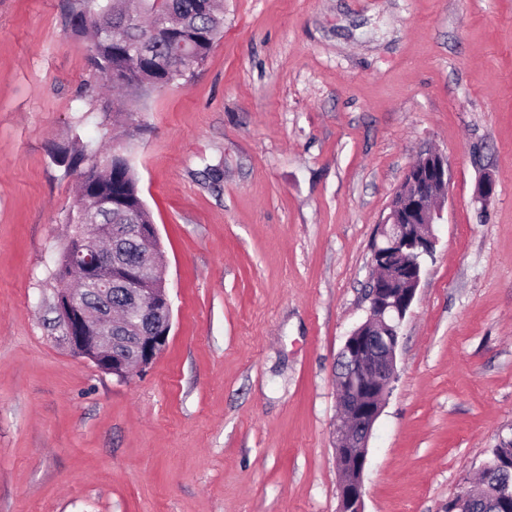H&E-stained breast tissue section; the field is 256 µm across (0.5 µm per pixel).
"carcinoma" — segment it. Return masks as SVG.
I'll use <instances>...</instances> for the list:
<instances>
[{
	"label": "carcinoma",
	"instance_id": "carcinoma-1",
	"mask_svg": "<svg viewBox=\"0 0 512 512\" xmlns=\"http://www.w3.org/2000/svg\"><path fill=\"white\" fill-rule=\"evenodd\" d=\"M135 0H81L73 13L76 28L93 30L92 63L112 85L139 96L185 79L178 61L202 64L219 33L221 21L213 0L208 9L199 0H143L154 19L171 17V29H153L128 13ZM110 171L81 174V191L112 199V209L81 213L72 210L68 224L77 240L92 224L112 225L122 238L129 224H150L152 217L140 196L138 181L123 157H108ZM489 506L480 512H512V442L504 440L492 450Z\"/></svg>",
	"mask_w": 512,
	"mask_h": 512
}]
</instances>
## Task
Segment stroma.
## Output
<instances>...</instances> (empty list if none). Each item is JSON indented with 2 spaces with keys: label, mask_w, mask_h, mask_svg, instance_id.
<instances>
[{
  "label": "stroma",
  "mask_w": 512,
  "mask_h": 512,
  "mask_svg": "<svg viewBox=\"0 0 512 512\" xmlns=\"http://www.w3.org/2000/svg\"><path fill=\"white\" fill-rule=\"evenodd\" d=\"M77 3L0 0V512H337L338 356L428 150L450 180L364 512H446L512 438V0H223L187 82L122 112ZM76 140L123 149L163 248L167 345L124 380L55 321Z\"/></svg>",
  "instance_id": "1"
}]
</instances>
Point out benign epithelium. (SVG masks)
I'll return each instance as SVG.
<instances>
[{
  "label": "benign epithelium",
  "mask_w": 512,
  "mask_h": 512,
  "mask_svg": "<svg viewBox=\"0 0 512 512\" xmlns=\"http://www.w3.org/2000/svg\"><path fill=\"white\" fill-rule=\"evenodd\" d=\"M448 188V158L439 151L421 154L407 169L373 245L367 293L368 313L351 331L338 360L336 463L340 473L338 512H364L367 443L395 379L399 329L420 287L422 260L433 255V224ZM146 250L133 268L113 260L110 225L80 244L73 263L82 272L79 286L65 280L54 292V309L63 339L73 353L102 371L125 379L135 368L150 366L166 346L171 303L159 266L156 225L135 224ZM122 289L124 317L112 319V291Z\"/></svg>",
  "instance_id": "obj_1"
}]
</instances>
